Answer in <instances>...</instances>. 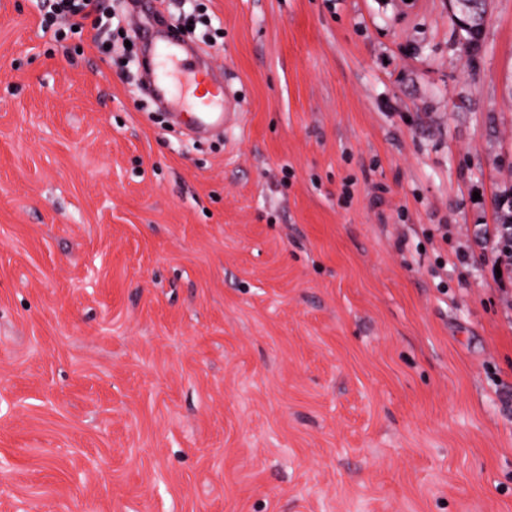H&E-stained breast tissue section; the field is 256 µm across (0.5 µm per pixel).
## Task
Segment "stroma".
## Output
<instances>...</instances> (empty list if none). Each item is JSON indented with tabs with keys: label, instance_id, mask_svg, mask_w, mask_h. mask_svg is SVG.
<instances>
[{
	"label": "stroma",
	"instance_id": "1",
	"mask_svg": "<svg viewBox=\"0 0 512 512\" xmlns=\"http://www.w3.org/2000/svg\"><path fill=\"white\" fill-rule=\"evenodd\" d=\"M202 2L198 142L0 0V512H512V0Z\"/></svg>",
	"mask_w": 512,
	"mask_h": 512
}]
</instances>
